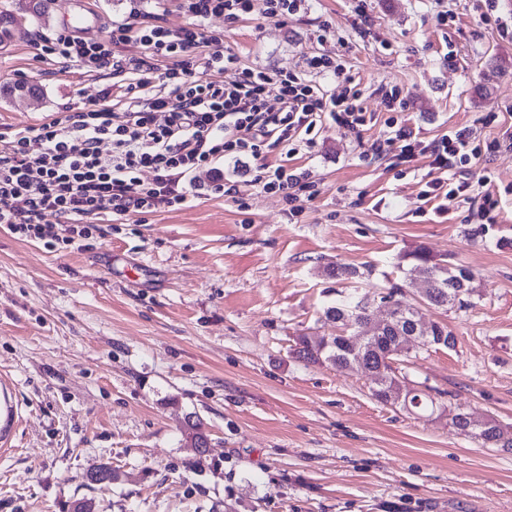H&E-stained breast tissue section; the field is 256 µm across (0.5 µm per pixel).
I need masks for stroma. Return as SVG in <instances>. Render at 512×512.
<instances>
[{
  "mask_svg": "<svg viewBox=\"0 0 512 512\" xmlns=\"http://www.w3.org/2000/svg\"><path fill=\"white\" fill-rule=\"evenodd\" d=\"M447 6L453 16L439 24ZM353 0H310L277 22L265 0L236 22L213 17L224 51L244 64L299 71L306 57L343 55L376 123L360 134L324 119L310 153L270 165L301 168L317 193L298 213L253 186L232 159L226 183L247 192L202 193L141 222L105 225L89 249L45 245L0 226V388L18 419L0 453V512H512V448H486L448 421L385 404L358 367L307 364L290 347L330 336L324 308L340 286L324 270L372 266L359 282L414 291L403 254L422 245L468 271L467 307L423 309L448 327L454 348L409 358L403 376L442 403L512 432V150L473 160L470 180L491 174L497 205L473 235L470 205L438 211L421 195L429 160L366 158L387 116L376 89L401 88L402 123L429 141L470 126L481 141L512 128V6L498 0H368L373 37L354 28ZM130 0H54L50 27L30 26L0 48V84L34 82L38 103L0 100V125L44 121L83 107L105 87L64 60L41 62L31 43L82 14L79 34L104 38ZM199 416L209 447L196 456L184 419ZM107 463L119 481L87 486Z\"/></svg>",
  "mask_w": 512,
  "mask_h": 512,
  "instance_id": "1",
  "label": "stroma"
}]
</instances>
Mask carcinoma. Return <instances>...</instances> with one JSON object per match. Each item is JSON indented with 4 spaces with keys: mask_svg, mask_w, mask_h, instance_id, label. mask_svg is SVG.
Returning a JSON list of instances; mask_svg holds the SVG:
<instances>
[{
    "mask_svg": "<svg viewBox=\"0 0 512 512\" xmlns=\"http://www.w3.org/2000/svg\"><path fill=\"white\" fill-rule=\"evenodd\" d=\"M53 0H24L18 6V10H0V46L7 45L14 37L22 22L29 19L41 27H47L52 20L50 5ZM15 96H28L33 99H42L43 91L28 84H17L13 86H0V98L11 99ZM403 258L410 261L415 267L427 275L429 281L428 292L421 298V303L435 307L464 306L463 296L468 289L461 287L460 277L463 271L452 268L445 259L438 260L424 246H417L413 250L404 253ZM363 297L347 296L336 301V304L328 306L324 310L327 318L340 323V326H351L355 332L362 330L371 332L369 322L371 321L372 310L361 306ZM379 303L394 306L392 315L396 321L387 326L377 334L374 345L377 351L368 353L376 366L383 368L379 384L372 390V395L379 401L384 398V390L388 384L402 372V365L411 356V353H403L397 350L396 338L399 333L398 320L407 318H419L420 307L402 300L401 287L397 284L391 285L386 291L379 293ZM432 343L443 342V347L453 348L456 345V338L448 328L435 323L431 330ZM291 354L306 363H320L329 361L338 369H345L360 355L347 345L344 335L336 336H307L301 335L295 338L294 348ZM410 402L420 406V409L435 413L441 410L434 398L424 390H413ZM448 419L453 427L460 434L475 438L469 422L463 412L458 409L448 410ZM185 435L192 448L200 455L206 452L208 447V435L204 430L201 420L193 415L186 417ZM85 479L89 484H110L118 480V474L108 464H100L87 471Z\"/></svg>",
    "mask_w": 512,
    "mask_h": 512,
    "instance_id": "carcinoma-1",
    "label": "carcinoma"
}]
</instances>
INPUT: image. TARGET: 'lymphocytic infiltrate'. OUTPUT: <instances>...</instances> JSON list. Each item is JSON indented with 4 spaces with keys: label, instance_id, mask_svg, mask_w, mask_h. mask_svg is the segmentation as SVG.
I'll list each match as a JSON object with an SVG mask.
<instances>
[{
    "label": "lymphocytic infiltrate",
    "instance_id": "f902f5d3",
    "mask_svg": "<svg viewBox=\"0 0 512 512\" xmlns=\"http://www.w3.org/2000/svg\"><path fill=\"white\" fill-rule=\"evenodd\" d=\"M181 7L190 21L176 30L143 20L134 6L108 39L84 38L64 27L34 40L39 61L59 58L91 76L107 70L127 85L120 104H113L107 86L86 107L0 131V225L21 237L53 243L59 239L56 225L73 224L79 238L98 239L104 217L122 224L132 215L183 205L196 188L195 174L203 170L211 175L207 192L231 195L242 206L244 191L225 185L215 165L227 155L258 160L255 184L296 202L301 195H315V182L308 173L264 164L265 154L276 148L289 157L309 151L312 134L326 116L354 134L374 123L340 56H311L305 72L294 73L246 67L224 52L223 33L206 30L205 20L237 21L250 13L251 0H182ZM131 43L139 53H124ZM202 69L219 72V79H198ZM312 72L336 76L340 92H323L309 80ZM273 83L282 102L276 112L265 102V90ZM385 126L384 134L371 142L368 157H382L394 146L403 161L429 158L437 176L428 181L425 197L448 203L477 197L475 215L486 218L496 205L492 194L444 176L481 152L511 149V131L484 145L468 126L431 141L413 136L393 118ZM146 169L154 174L148 184L140 178Z\"/></svg>",
    "mask_w": 512,
    "mask_h": 512
}]
</instances>
